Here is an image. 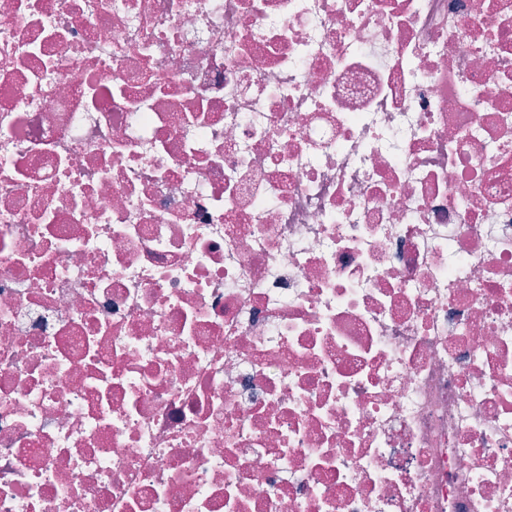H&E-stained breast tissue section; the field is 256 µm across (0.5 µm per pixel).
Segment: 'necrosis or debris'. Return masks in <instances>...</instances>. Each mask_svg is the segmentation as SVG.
I'll return each instance as SVG.
<instances>
[{
    "label": "necrosis or debris",
    "instance_id": "4bbe7bcc",
    "mask_svg": "<svg viewBox=\"0 0 512 512\" xmlns=\"http://www.w3.org/2000/svg\"><path fill=\"white\" fill-rule=\"evenodd\" d=\"M0 512H512V0H0Z\"/></svg>",
    "mask_w": 512,
    "mask_h": 512
}]
</instances>
